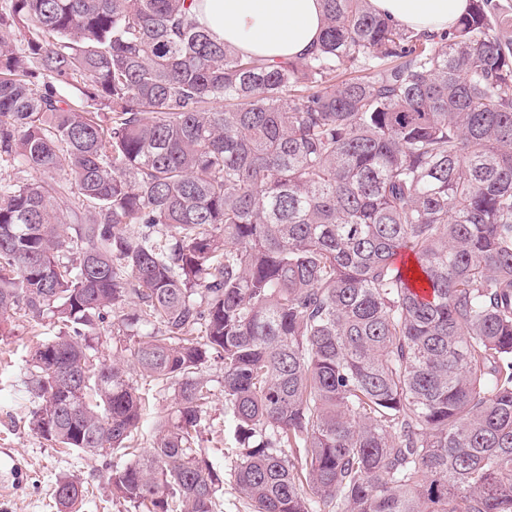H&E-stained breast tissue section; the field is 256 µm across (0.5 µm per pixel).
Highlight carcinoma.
I'll list each match as a JSON object with an SVG mask.
<instances>
[{"mask_svg":"<svg viewBox=\"0 0 512 512\" xmlns=\"http://www.w3.org/2000/svg\"><path fill=\"white\" fill-rule=\"evenodd\" d=\"M193 2L0 0V316L59 327L32 430L135 457L108 483L138 509L217 512V359L248 512H512V14L429 34L321 0L318 47L270 61ZM108 319L158 325L145 454ZM111 322L112 320L108 319L107 322L103 324L105 330H102V336L99 341L95 343L97 356L100 360H106L108 363L116 358H120L121 362H124V369L127 371L133 383L136 386L138 385L142 392L148 394L149 406H147L143 416V426L139 432V441L142 443L141 446L145 450H149L154 445L156 438L160 435L161 419H164V417L167 418L168 414L171 412L174 391L170 388L158 392L151 386L146 385L145 381L139 376L131 356L130 350H133L135 340L147 337L145 335L151 333L154 326L143 323L140 330L142 336H135L129 341L127 338H124V336H113L114 339H112ZM119 337L121 341H119ZM148 388L152 389L148 390Z\"/></svg>","mask_w":512,"mask_h":512,"instance_id":"cac0c4a2","label":"carcinoma"}]
</instances>
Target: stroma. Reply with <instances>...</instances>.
Here are the masks:
<instances>
[{
    "instance_id": "obj_1",
    "label": "stroma",
    "mask_w": 512,
    "mask_h": 512,
    "mask_svg": "<svg viewBox=\"0 0 512 512\" xmlns=\"http://www.w3.org/2000/svg\"><path fill=\"white\" fill-rule=\"evenodd\" d=\"M34 334L25 318L16 315L0 323V462L8 470L0 483V512H56L53 490L64 477L78 479L90 489L79 512H138L132 504L112 497L107 487L113 465L126 464V456L118 452L92 456L55 448L31 430L35 403L22 378ZM224 420V395L218 391L200 426L202 446L224 480L223 512H240L242 499L232 476L233 459L227 453L235 444L234 432Z\"/></svg>"
}]
</instances>
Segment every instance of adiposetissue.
<instances>
[{"label":"adipose tissue","mask_w":512,"mask_h":512,"mask_svg":"<svg viewBox=\"0 0 512 512\" xmlns=\"http://www.w3.org/2000/svg\"><path fill=\"white\" fill-rule=\"evenodd\" d=\"M374 8L418 31L454 23L467 0H372ZM196 22L220 41L270 59L308 54L324 26L321 0H195Z\"/></svg>","instance_id":"1"}]
</instances>
